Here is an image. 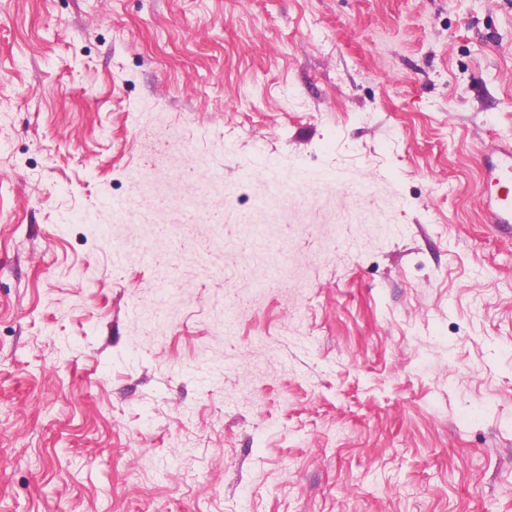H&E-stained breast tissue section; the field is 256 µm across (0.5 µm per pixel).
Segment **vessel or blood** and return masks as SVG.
Returning <instances> with one entry per match:
<instances>
[{
    "label": "vessel or blood",
    "mask_w": 512,
    "mask_h": 512,
    "mask_svg": "<svg viewBox=\"0 0 512 512\" xmlns=\"http://www.w3.org/2000/svg\"><path fill=\"white\" fill-rule=\"evenodd\" d=\"M481 165L489 221L498 234L512 233V146L483 156Z\"/></svg>",
    "instance_id": "obj_1"
}]
</instances>
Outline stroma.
Here are the masks:
<instances>
[{
    "label": "stroma",
    "instance_id": "35a3bbf8",
    "mask_svg": "<svg viewBox=\"0 0 512 512\" xmlns=\"http://www.w3.org/2000/svg\"><path fill=\"white\" fill-rule=\"evenodd\" d=\"M505 143L512 0H0V512H512ZM481 157L490 224L498 234H512V146Z\"/></svg>",
    "mask_w": 512,
    "mask_h": 512
}]
</instances>
